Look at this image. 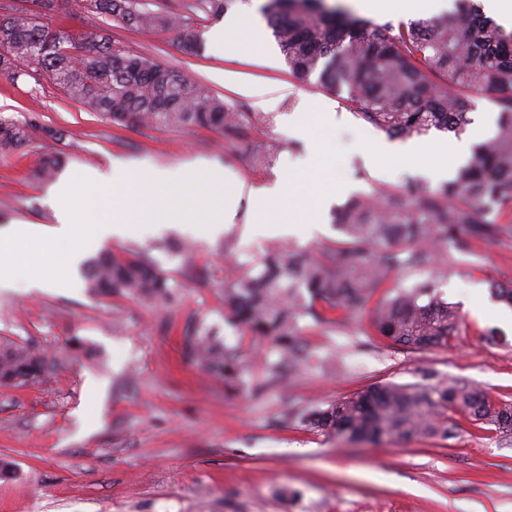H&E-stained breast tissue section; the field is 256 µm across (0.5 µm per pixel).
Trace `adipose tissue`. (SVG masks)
Listing matches in <instances>:
<instances>
[{"label": "adipose tissue", "mask_w": 512, "mask_h": 512, "mask_svg": "<svg viewBox=\"0 0 512 512\" xmlns=\"http://www.w3.org/2000/svg\"><path fill=\"white\" fill-rule=\"evenodd\" d=\"M468 151L464 142L415 141L405 144L377 142L372 146L376 160L387 163L398 159L428 157L427 176L434 180L448 177L450 165L461 163ZM337 192L333 165L326 150H319L308 168L283 182L261 188L252 194L253 208L277 224H316L327 200Z\"/></svg>", "instance_id": "adipose-tissue-1"}]
</instances>
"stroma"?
I'll return each instance as SVG.
<instances>
[{
  "mask_svg": "<svg viewBox=\"0 0 512 512\" xmlns=\"http://www.w3.org/2000/svg\"><path fill=\"white\" fill-rule=\"evenodd\" d=\"M246 8L245 0H233L225 17H201L203 51L197 57L179 50L174 33L116 28L90 0L53 19L78 35H110L210 84L232 111L254 117L233 139L203 129L116 128L49 80L0 74V114L65 133L56 142L36 131L24 148H0L6 223L56 224L54 192L86 171L109 172L116 158L149 168L218 166L243 189L234 222L219 237L137 224L126 237L88 243L90 257L103 248L148 251L183 278L178 309L94 295L81 277L40 294L0 292V338L32 342L53 361L41 384L0 387V455L10 456L18 470L15 478L0 479V512H512V432L481 430L460 416L445 439L352 443L300 419L386 382L455 380L512 401V324L495 309L469 304L474 293L489 294L490 282H512V240L476 241L469 251L453 249L439 260L437 291L458 304L464 318L447 347L393 344L365 318L311 324L304 342L319 356L333 355V362L305 371L287 389L252 392V384L265 378L254 356L259 342L225 318L222 288L226 254L245 262L271 240L267 225L254 217L251 190L294 174L321 141L335 155L336 178L351 185V194L399 190L425 176L421 164L407 159L377 168L368 143L384 139V132L355 118L345 92L292 77L263 14L254 18L261 53L217 50L212 32ZM224 70L293 92L279 111L266 112L233 85L216 81L215 72ZM326 107L341 123L326 127L318 121L317 112ZM292 121L311 125V136L289 133ZM270 140L280 146L273 164L250 165L248 154ZM48 151L63 152L64 166L52 178L31 181V168ZM190 317L245 354L244 386L224 387L185 359L182 331ZM490 329L498 332L492 341ZM93 378L103 384L94 396L85 391ZM274 417L280 426H271ZM285 488L297 491V498L282 497Z\"/></svg>",
  "mask_w": 512,
  "mask_h": 512,
  "instance_id": "stroma-1",
  "label": "stroma"
}]
</instances>
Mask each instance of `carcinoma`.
I'll list each match as a JSON object with an SVG mask.
<instances>
[{"label":"carcinoma","instance_id":"1","mask_svg":"<svg viewBox=\"0 0 512 512\" xmlns=\"http://www.w3.org/2000/svg\"><path fill=\"white\" fill-rule=\"evenodd\" d=\"M77 0H12L0 4V71L24 65L32 78L52 81L86 111L116 126L166 130L200 128L229 137L246 118L231 112L206 83L115 44L108 35L82 37L47 22L72 12ZM233 0H91L118 27L176 33L181 50L201 49L199 13L219 16ZM265 18L293 76H315L324 88L346 89L350 111L392 138L432 130L461 134L477 98L496 107V133L477 145L455 177L436 189L419 183L398 192L355 196L335 216L343 239L310 257L273 245L224 274V308L254 338L277 353L265 360L268 380L292 382L317 357L302 339L300 321L335 324L364 311L395 271L425 269L429 278L394 289L370 310L371 326L394 344L420 350L446 347L462 317L435 290L436 258L512 236V33L475 7L441 19L377 24L325 0H269ZM31 122L0 114V147L30 142ZM60 152L45 154L30 177L61 168ZM256 274H251V271ZM87 285L106 295L154 305L179 300L181 284L145 250L103 252L87 263ZM187 359L225 385L243 381V355L197 325L183 334ZM51 362L35 346L0 339V386L42 381ZM476 427L512 431V402L495 401L458 381L432 385L381 383L302 416L330 436L380 444L418 435H453V416Z\"/></svg>","mask_w":512,"mask_h":512}]
</instances>
